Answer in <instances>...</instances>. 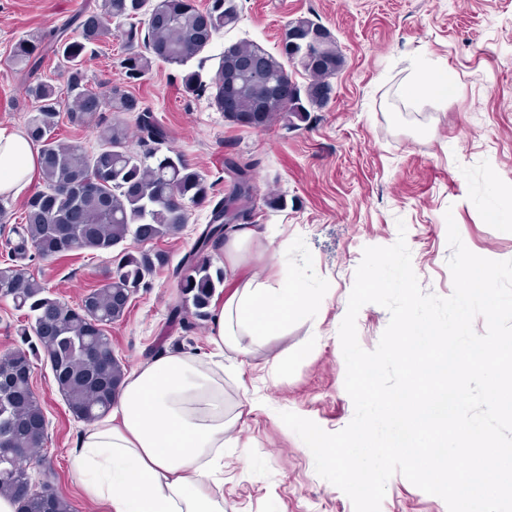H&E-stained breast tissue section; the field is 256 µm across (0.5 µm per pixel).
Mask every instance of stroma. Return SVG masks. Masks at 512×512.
Masks as SVG:
<instances>
[{"label": "stroma", "mask_w": 512, "mask_h": 512, "mask_svg": "<svg viewBox=\"0 0 512 512\" xmlns=\"http://www.w3.org/2000/svg\"><path fill=\"white\" fill-rule=\"evenodd\" d=\"M239 20L216 33L188 63L202 86L181 85L180 67L162 62L131 85L166 128L170 147L201 169L224 195L231 160L254 161L260 195L282 196L286 208H257L254 223L270 225L283 252L260 258L269 271H299L313 299L306 318L224 373V397L249 393L261 407L242 439L252 466L224 451V512H354L351 500L315 471L305 443L280 419L283 411L334 433L354 416L344 387L338 336L355 271L368 246L405 236L423 291L449 296L447 219L473 253L512 259V227L488 223L492 207L512 204V0H236ZM102 0H0V123L24 128L35 105L13 65L23 38L75 28ZM307 17L328 28L347 65L332 79V94L306 124H272L260 131L225 120L210 103L209 85L225 47L250 40L277 51L287 24ZM89 56V84L120 77L117 21ZM427 72H448L456 88L447 99L402 98L403 84ZM211 218L210 205L192 208L177 234L154 242L168 262L149 287L133 296L121 321L107 329L112 351L133 371L164 350L210 352L209 320L182 325L172 317L180 299L177 270ZM108 254L75 252L57 260L33 257L27 272L69 305L106 281ZM281 353L280 371L265 365ZM32 387L47 419L33 484L52 482L74 512H108L88 500L69 467L84 429L55 386L45 355L34 360ZM381 512H448L444 500L402 475L387 484Z\"/></svg>", "instance_id": "35a3bbf8"}]
</instances>
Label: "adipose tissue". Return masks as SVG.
Masks as SVG:
<instances>
[{
	"mask_svg": "<svg viewBox=\"0 0 512 512\" xmlns=\"http://www.w3.org/2000/svg\"><path fill=\"white\" fill-rule=\"evenodd\" d=\"M39 155L26 134L0 125V195L33 190ZM262 224L224 234V277L232 289L214 303L206 355L166 350L129 374L109 414L76 440L70 469L90 501L111 512H224L215 489L224 451L249 460L239 433L255 409L224 398V355L253 354L309 310L312 295L295 272L262 280L239 271L251 247L269 239Z\"/></svg>",
	"mask_w": 512,
	"mask_h": 512,
	"instance_id": "ef3b65f1",
	"label": "adipose tissue"
}]
</instances>
